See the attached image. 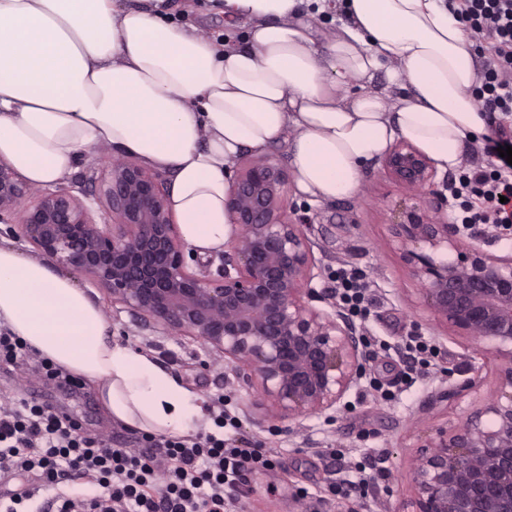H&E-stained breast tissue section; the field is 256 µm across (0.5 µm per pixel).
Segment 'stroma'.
<instances>
[{
    "mask_svg": "<svg viewBox=\"0 0 512 512\" xmlns=\"http://www.w3.org/2000/svg\"><path fill=\"white\" fill-rule=\"evenodd\" d=\"M173 19L209 36L227 33L242 39L246 28L230 21L209 0H168ZM290 219H302L311 242L319 292H331L330 276L337 267L361 269L372 303L357 321L371 343V369L359 388L347 396L349 407L334 421L313 417L303 433L287 422L267 417L254 394L235 387L222 358L187 337L141 328L129 310L111 307L106 293L84 277L77 284L106 309L116 341L149 352L156 363L200 397L202 406L227 403L239 415L241 436L260 443L275 455L274 467L245 476L236 512H400L412 489L404 478L418 445L441 428L456 425L468 412L470 398L435 400L442 369L464 354L480 366L485 388L494 375L487 347L453 336L429 324L399 252L391 242V224L408 211L424 221L446 219L430 198L392 181L381 161L363 169L357 195L319 204L309 203L289 186ZM421 336L435 347L432 364L416 382L406 380L414 361L404 344ZM33 399L69 417L84 436L102 437L124 448L143 447L140 430L111 422L88 382L59 385L24 364L0 363V403Z\"/></svg>",
    "mask_w": 512,
    "mask_h": 512,
    "instance_id": "obj_1",
    "label": "stroma"
}]
</instances>
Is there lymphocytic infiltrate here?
Segmentation results:
<instances>
[{
  "instance_id": "1",
  "label": "lymphocytic infiltrate",
  "mask_w": 512,
  "mask_h": 512,
  "mask_svg": "<svg viewBox=\"0 0 512 512\" xmlns=\"http://www.w3.org/2000/svg\"><path fill=\"white\" fill-rule=\"evenodd\" d=\"M476 49L488 55L476 89L480 111L512 115V0H451ZM496 141L473 143V160L448 181L459 213L456 223L484 224L496 233L512 229V164L500 157ZM332 281L343 307L365 314V276L336 269ZM0 360L34 361L48 380L71 382L54 365L8 330H0ZM142 448H111L79 435L74 422L28 400L0 405V479L27 477L20 491L0 495V512H19L36 492L51 493L55 512H225L238 496V483L251 469L273 465L269 449L244 439L201 432L191 437L146 436ZM78 476L94 491L69 495L60 484Z\"/></svg>"
}]
</instances>
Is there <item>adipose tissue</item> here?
I'll return each instance as SVG.
<instances>
[{
  "mask_svg": "<svg viewBox=\"0 0 512 512\" xmlns=\"http://www.w3.org/2000/svg\"><path fill=\"white\" fill-rule=\"evenodd\" d=\"M244 40L168 18L164 0H0V162L35 188L107 147L171 175L169 207L195 253L223 251L229 177L243 152L285 142L298 191L355 196L361 169L399 139L440 170L486 117L476 62L448 0H221ZM337 8L326 41L304 9ZM386 71L389 91L370 89ZM0 327L89 382L108 418L185 434L195 394L147 354L113 342L72 275L0 244Z\"/></svg>",
  "mask_w": 512,
  "mask_h": 512,
  "instance_id": "ef3b65f1",
  "label": "adipose tissue"
}]
</instances>
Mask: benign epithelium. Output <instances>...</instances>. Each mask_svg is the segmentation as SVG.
<instances>
[{"instance_id": "benign-epithelium-1", "label": "benign epithelium", "mask_w": 512, "mask_h": 512, "mask_svg": "<svg viewBox=\"0 0 512 512\" xmlns=\"http://www.w3.org/2000/svg\"><path fill=\"white\" fill-rule=\"evenodd\" d=\"M382 163L395 182L445 200L431 160L411 143H396ZM91 179L98 188L90 203L65 187L36 192L0 162V222L16 220L42 257L90 278L112 304L204 343L268 403L270 416L300 425L346 409L369 355L348 314L310 287L315 259L300 225L285 218L287 176L278 164L238 165L224 251L193 266L160 174L117 159ZM392 233L428 320L488 344L494 360L490 396L422 445L409 472L413 496L401 512H512V252H488L489 232L470 233L451 220L409 214ZM474 372L466 361L448 373L464 380L449 385L447 396L477 392Z\"/></svg>"}]
</instances>
